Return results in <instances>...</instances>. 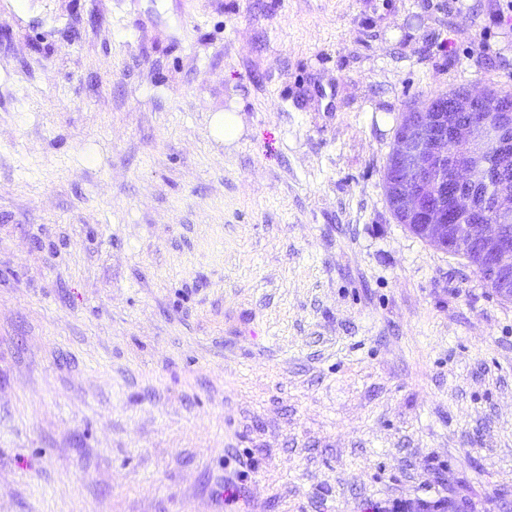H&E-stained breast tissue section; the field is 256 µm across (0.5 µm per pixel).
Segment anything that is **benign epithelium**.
I'll use <instances>...</instances> for the list:
<instances>
[{
    "mask_svg": "<svg viewBox=\"0 0 512 512\" xmlns=\"http://www.w3.org/2000/svg\"><path fill=\"white\" fill-rule=\"evenodd\" d=\"M456 108L469 113L468 118L460 122L455 113L438 111L437 100L432 98L412 108L390 158L392 171L407 168L424 175L434 161L466 151L468 159L452 169L451 182L456 191L447 206L428 202L424 182L408 186L392 180L393 208L401 221L422 225L427 235L450 250L456 248L464 231L457 217L474 211L472 191L481 179L478 158L501 139L505 130L503 121L488 113L512 111L491 102L486 88L462 91ZM511 219L512 191L504 190L496 199L494 214L483 217L479 226L483 261L504 278L512 274V240L503 234L502 223Z\"/></svg>",
    "mask_w": 512,
    "mask_h": 512,
    "instance_id": "benign-epithelium-1",
    "label": "benign epithelium"
}]
</instances>
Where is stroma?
I'll use <instances>...</instances> for the list:
<instances>
[{"mask_svg": "<svg viewBox=\"0 0 512 512\" xmlns=\"http://www.w3.org/2000/svg\"><path fill=\"white\" fill-rule=\"evenodd\" d=\"M506 7L0 0V512H512V300L383 185Z\"/></svg>", "mask_w": 512, "mask_h": 512, "instance_id": "obj_1", "label": "stroma"}]
</instances>
